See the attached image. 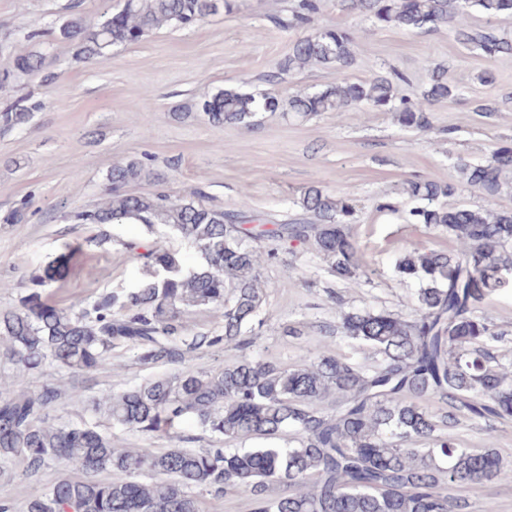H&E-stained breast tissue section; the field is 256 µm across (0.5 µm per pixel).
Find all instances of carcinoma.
<instances>
[{
  "label": "carcinoma",
  "instance_id": "obj_1",
  "mask_svg": "<svg viewBox=\"0 0 512 512\" xmlns=\"http://www.w3.org/2000/svg\"><path fill=\"white\" fill-rule=\"evenodd\" d=\"M230 12L236 0H123L119 8L87 22L81 0L67 6L60 40L75 56L104 60L115 46L135 43L153 30L189 27L218 7ZM349 8L381 27L431 30L450 26L454 41L489 59L512 56V36L496 22L512 16V0H349ZM471 8L483 26L456 21ZM317 0H298L288 28L305 26ZM355 37L347 29L323 28L295 40L283 72L321 66L336 71L327 89L297 92L283 101L224 89L199 104L208 123L255 126L264 113L292 112L306 118L320 112L368 107L395 112L401 126L426 131L427 105L450 97L447 73L434 67L420 100L396 101L402 75L353 80ZM45 59L26 46L13 50L12 66L0 71V88L18 75H43ZM41 104L18 98L0 109V130L27 126ZM144 172L137 160L119 162L106 174L107 200L94 211L70 215L73 224L141 223L153 233L163 226L177 233L200 258L157 241L131 240L126 250L143 262L136 288L111 291L67 307L49 301L52 276L33 273L18 305L0 310V337L18 379L46 364L72 373L101 366L112 349L130 347L143 367L169 365L170 374L106 393L91 401V412L125 429L174 434L194 426L212 437L204 451L192 448H124L94 427L52 422L65 393L50 380L33 394L0 396V458L21 456L29 475L51 460L84 473L65 477L28 500L25 512H201V496L214 500L235 489L252 512H466L469 503L448 490L468 483L512 481L490 443L482 451L459 448L444 433L464 414L490 422L512 417V374L494 365L487 341L496 333L477 314L486 293L512 272V210L497 201L512 191V143L504 142L479 163H460L462 181L484 205L450 207L454 185L430 179L406 181L399 195L414 202L408 220L448 233L455 252L410 245L399 260L401 281L419 283L409 313L357 310L342 314L326 336H344L369 346L375 364L363 368L323 351L300 364L284 366L254 352L247 327L266 301L256 243H297L319 255L343 280L369 278L351 225L354 200L308 186L297 204L302 217L268 225L208 205L204 193L172 199L158 193L136 196L128 185ZM221 312L222 334L196 331L189 314ZM232 344L237 359L217 371L183 369L188 354ZM433 401L439 419L421 406ZM296 445L242 451L230 443L273 439L286 430ZM110 477L101 480L100 473Z\"/></svg>",
  "mask_w": 512,
  "mask_h": 512
}]
</instances>
